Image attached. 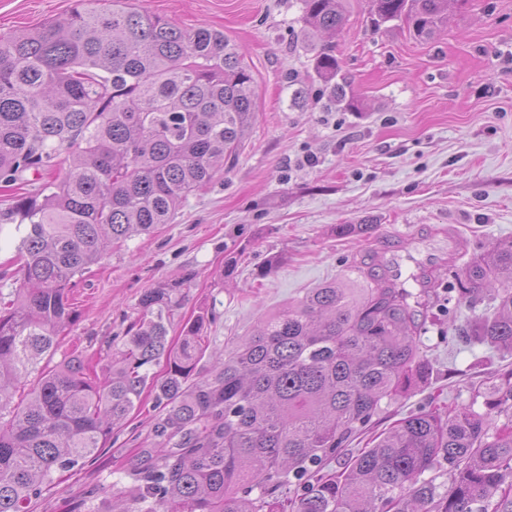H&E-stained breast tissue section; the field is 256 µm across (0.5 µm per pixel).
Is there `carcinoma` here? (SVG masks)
I'll list each match as a JSON object with an SVG mask.
<instances>
[{"label": "carcinoma", "mask_w": 512, "mask_h": 512, "mask_svg": "<svg viewBox=\"0 0 512 512\" xmlns=\"http://www.w3.org/2000/svg\"><path fill=\"white\" fill-rule=\"evenodd\" d=\"M314 69L329 99L354 107L339 62L315 35L345 24L344 0H301ZM448 0H371L373 28L407 22L428 39ZM252 74L224 32L184 29L112 0H93L0 41V184L34 176L0 213L22 258L0 309V512H32L57 472L105 447L145 389L161 409L163 446L142 449L132 484L103 512H512V370L477 395L505 414L493 426L467 405L401 419L344 456L382 405L425 381L414 294L375 274L329 283L269 316L219 356L209 376L206 319L168 339L172 288L146 292L103 377L73 355L40 373L24 406L11 388L75 321V277L108 244L168 224L186 196L236 155L255 118ZM67 154L70 170L50 177ZM470 309L467 340L512 354V240L455 277ZM164 363L158 379L146 367ZM447 476V481L438 478ZM290 487L285 501L272 491Z\"/></svg>", "instance_id": "cac0c4a2"}]
</instances>
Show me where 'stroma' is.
I'll return each instance as SVG.
<instances>
[{
    "label": "stroma",
    "instance_id": "1",
    "mask_svg": "<svg viewBox=\"0 0 512 512\" xmlns=\"http://www.w3.org/2000/svg\"><path fill=\"white\" fill-rule=\"evenodd\" d=\"M181 27L223 31L249 66L256 102L250 134L223 172L193 191L171 223L110 246L77 279V313L53 368L80 352L99 360L142 313L141 296L178 285L170 338L206 316L207 377L214 357L251 335L260 321L338 280L365 287L360 267L376 263L383 242L434 251L456 236L463 272L477 256L512 239V0H448V20L430 39L403 22L375 31L367 0H347L335 37L339 74L356 109L329 104L313 68L300 0H130ZM73 0H0V38L69 12ZM308 93L301 106L292 94ZM340 224L367 232L337 235ZM275 266H268V259ZM473 315L431 289L418 321L427 380L403 392L372 420L352 450L407 415L473 404L491 422L497 411L472 398V386L512 370V356L458 335ZM151 394L112 431L105 448L36 500L34 512H88L90 501L131 485L140 449L157 447Z\"/></svg>",
    "mask_w": 512,
    "mask_h": 512
}]
</instances>
